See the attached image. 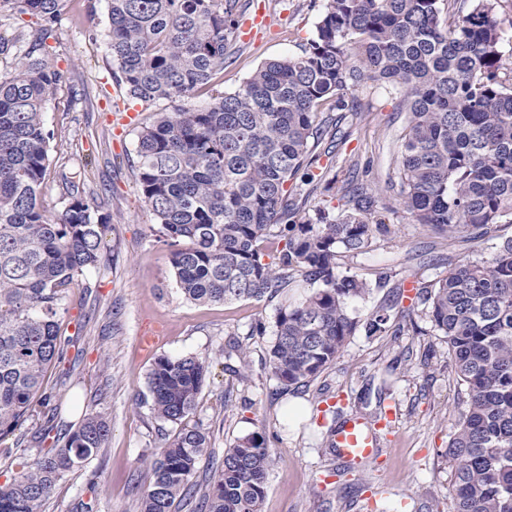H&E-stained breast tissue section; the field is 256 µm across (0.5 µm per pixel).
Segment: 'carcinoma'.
Segmentation results:
<instances>
[{
	"label": "carcinoma",
	"mask_w": 512,
	"mask_h": 512,
	"mask_svg": "<svg viewBox=\"0 0 512 512\" xmlns=\"http://www.w3.org/2000/svg\"><path fill=\"white\" fill-rule=\"evenodd\" d=\"M66 0H0V14L29 15L40 28L0 38L18 68L0 73V440L29 420L51 431L45 374L62 352L67 288L106 261L110 218L66 182L68 203L51 217L38 200L49 164L45 105L62 82L51 63ZM502 0H322L313 38L259 66L233 92L217 90L242 0H108L114 77L128 99L158 112L137 135V180L171 247L177 287L195 303L284 300L268 351L283 390L316 379L363 330L387 332L392 305L362 320L353 305L387 286L337 257L367 254L389 232L378 209L401 211L443 239L492 237L512 224V69L504 62L512 17ZM377 83L408 114L392 196L332 158L341 125L364 120L355 93ZM211 102L196 107L191 99ZM304 178L340 210L304 209L288 190ZM284 241L272 262L261 244ZM309 286L297 299L296 288ZM434 330L448 340L468 409L448 445L452 512H512V238L491 258L462 262L417 292ZM208 373L195 355H161L147 374L155 418L179 429L150 464L140 512H172L208 435L184 425ZM107 419L90 413L53 452L14 455L0 484V512H44L55 485L105 447ZM271 455L253 432L224 451L200 512H260Z\"/></svg>",
	"instance_id": "carcinoma-1"
}]
</instances>
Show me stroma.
<instances>
[{
  "label": "stroma",
  "instance_id": "obj_1",
  "mask_svg": "<svg viewBox=\"0 0 512 512\" xmlns=\"http://www.w3.org/2000/svg\"><path fill=\"white\" fill-rule=\"evenodd\" d=\"M261 14L263 25L238 29L236 56L224 68L222 91L236 90L265 61L294 52L315 33L318 0H249L244 14ZM107 0H68L62 15L53 63L63 82L45 108L51 130V161L40 187L49 215L65 207L61 179L75 175L81 191L94 196L98 212L110 219L106 244L110 262L86 272L85 286L70 288L69 312L61 321L63 359L47 373L54 428L26 422L0 441V473L12 456L43 443L63 445L84 415H104L111 426L105 448L86 465L58 482L45 512H77L90 503L93 512H138L146 459L156 453L174 424L156 419L146 376L161 355L193 354L207 359L209 370L191 423L209 436V454L191 482L196 495L176 501L173 512H198L209 469L240 436L265 435L273 463L268 471L261 512H450L452 465L446 449L468 406V393L454 369L445 336L435 331L417 287L446 274L449 264L490 258L497 242L512 237V224L499 225L490 240L454 239L443 244L403 213L382 212L390 232L377 237L369 253L342 258L341 264L376 280L388 275L403 285L401 336H351L336 360L308 386L281 392L267 364L274 340L279 300H241L194 304L176 289L170 248L146 206L135 174L137 134L156 112L171 103L139 110L135 123L113 121L116 81L108 48ZM357 96L370 112L364 124L350 127L338 146L342 166L365 172L380 198H388L387 173L400 159L399 137L406 113L396 111L391 95L368 86ZM262 321L266 333L249 335ZM163 327L150 350L140 344L143 329ZM235 340L246 350L248 367L223 348ZM393 381L387 404L395 411L390 429L379 431L377 466H357L330 450L334 409L372 421L380 414L376 386L382 375Z\"/></svg>",
  "mask_w": 512,
  "mask_h": 512
}]
</instances>
